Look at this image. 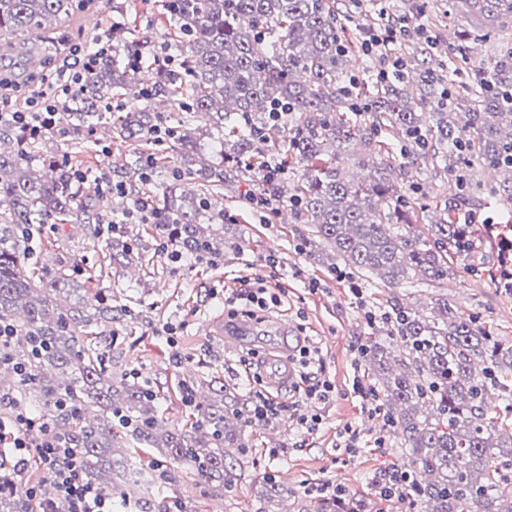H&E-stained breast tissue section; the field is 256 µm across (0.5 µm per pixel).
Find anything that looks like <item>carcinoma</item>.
I'll return each mask as SVG.
<instances>
[{"label":"carcinoma","mask_w":512,"mask_h":512,"mask_svg":"<svg viewBox=\"0 0 512 512\" xmlns=\"http://www.w3.org/2000/svg\"><path fill=\"white\" fill-rule=\"evenodd\" d=\"M73 10V0H0V37L18 41L24 63L34 67L41 44L56 40V22ZM372 10V30L407 17L392 14L384 0H372ZM167 13L176 69L154 63L143 32L121 29L115 39L127 53L143 54L153 83L105 57L86 101L58 111L80 130L98 124L100 106L115 98L146 101L121 120L122 131L152 122L151 101L165 96L173 112L210 118L205 130L179 119L171 142L180 160L157 159L151 173L165 185L159 209L184 257L219 256L236 246L203 226L224 221L209 194L276 160L296 178L286 200L296 223L309 228L300 249L322 246L352 279L374 275L391 287L443 281L478 241L496 251L498 269L512 267V215L501 224L457 221L464 207L479 213L492 199L512 203V41L495 42L512 29V0H447L444 14L466 22L457 43L408 35L371 53L363 52L366 34L338 12L336 0H171ZM472 42L493 51L476 61ZM356 55L364 59L358 71L348 66ZM387 58L401 69L383 79ZM279 107L286 115L277 120ZM49 134L0 123V323L15 329L0 376L56 412L59 434L79 449L86 478L105 492L125 499L127 488L146 485L132 456L153 449L174 462L191 459L213 491L232 489L240 474L226 462V449L244 455L250 427L237 393L211 381V396L199 401L194 388H184L190 426L167 429L154 387L112 371L97 330L102 321H120L127 308L104 301L89 277L26 271L30 226L76 217L104 223L83 206L70 169L53 157L42 159L47 172L33 168L37 138ZM226 135L234 138L232 158L224 154ZM205 137L211 159L198 161ZM346 156L372 166L370 180L349 179ZM423 167L452 178L453 190L430 195L413 175ZM483 169L499 171L504 184L485 182ZM280 183L263 182V195L286 201ZM415 209L433 214L425 234L403 221ZM386 324L389 343L367 345L365 364L385 425L400 438L397 470L413 482L409 510L512 512V430L487 406L492 389L512 397V344L446 298L426 318L395 307ZM59 400L69 409L57 410ZM21 492L12 472H0V512H19ZM291 498L294 512H309L307 499L269 480L255 512H284L280 505ZM315 512H361V504L345 494L323 496Z\"/></svg>","instance_id":"obj_1"}]
</instances>
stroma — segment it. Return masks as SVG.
<instances>
[{"mask_svg": "<svg viewBox=\"0 0 512 512\" xmlns=\"http://www.w3.org/2000/svg\"><path fill=\"white\" fill-rule=\"evenodd\" d=\"M163 13L162 0H95L93 6H80L73 15L61 17L57 36L70 47L104 37L112 25H132L146 29L152 47L160 48L167 44L169 32L168 24L161 21ZM93 15L99 19L94 28L86 23ZM105 142L110 145L106 153L101 150ZM154 150V145L139 136L110 141L100 129L73 130L60 115L54 118L53 139L45 148L46 154L59 158L77 157L92 176L104 173L126 181L135 193L143 188L137 178L127 177L126 161L134 153ZM261 191L257 180L225 185L224 203L231 217L213 225L212 231L234 239L238 248L212 262L186 258L174 263L156 249L142 257L110 262L104 258L105 244L93 224L46 227L31 241L48 271L67 269L82 278L95 275L97 287L110 294L113 303L131 310V318L113 327L112 362L115 370L138 371L158 385L159 411L169 425L182 422L186 407L179 388L186 384L198 383L204 393L207 379L214 377L234 388L241 400H248V372L243 363L247 350L225 352L223 337L209 333V325L231 314L211 293L237 287L239 278L261 274L260 263L268 254L280 258L277 279L286 296L264 321L287 323L291 333L284 342L267 336L256 340L260 358L283 355L288 343L305 337L321 351L325 376L335 392L319 409L323 422L316 434L308 436L278 422L251 427L247 432L250 452L231 490L213 493L205 478L197 475L168 488L140 490L141 512H163L172 500L184 503L188 512H254L255 493L271 472L301 493L337 483L341 473L348 472L353 479L345 484V493L363 501L365 512H401L402 503L380 499L375 490L376 477L397 464L400 441L385 427L383 416H368L352 391L358 348L371 335L385 341L381 318L392 304L428 310L443 296L500 340L512 343V296L495 287L493 258L484 252L457 262L454 276L442 284L392 288L374 278L358 281L331 275L320 256L296 251L303 225L285 223L278 216L268 224L253 220L248 195ZM310 281L317 282V290L307 289ZM168 323L180 327L173 350L160 336ZM347 426L357 429L365 443L358 453L349 455L338 447L337 437ZM378 439L383 442L379 448L374 445Z\"/></svg>", "mask_w": 512, "mask_h": 512, "instance_id": "1", "label": "stroma"}]
</instances>
